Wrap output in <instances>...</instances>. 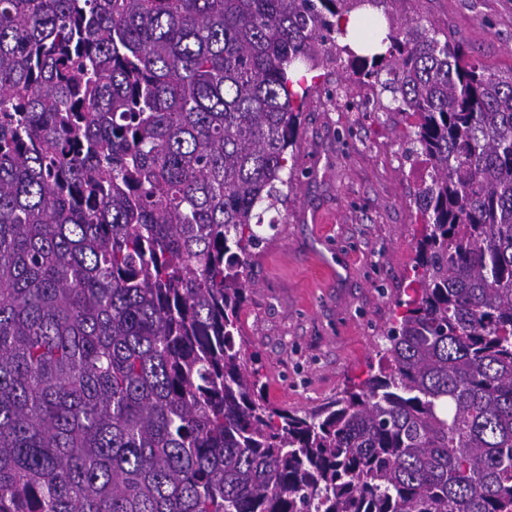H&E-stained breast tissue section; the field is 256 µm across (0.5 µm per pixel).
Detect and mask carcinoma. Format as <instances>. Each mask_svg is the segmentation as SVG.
I'll return each instance as SVG.
<instances>
[{
    "instance_id": "cac0c4a2",
    "label": "carcinoma",
    "mask_w": 512,
    "mask_h": 512,
    "mask_svg": "<svg viewBox=\"0 0 512 512\" xmlns=\"http://www.w3.org/2000/svg\"><path fill=\"white\" fill-rule=\"evenodd\" d=\"M388 0H0V512H512V71ZM410 119L424 231L378 365L274 405L240 312L299 65Z\"/></svg>"
}]
</instances>
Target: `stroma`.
I'll use <instances>...</instances> for the list:
<instances>
[{
    "label": "stroma",
    "instance_id": "35a3bbf8",
    "mask_svg": "<svg viewBox=\"0 0 512 512\" xmlns=\"http://www.w3.org/2000/svg\"><path fill=\"white\" fill-rule=\"evenodd\" d=\"M396 19L461 42L492 72L512 70V0H406ZM303 106L294 189L267 211L266 242L246 271L240 320L274 404L317 407L363 380L402 313L422 234L420 164L389 92L333 65L316 70Z\"/></svg>",
    "mask_w": 512,
    "mask_h": 512
}]
</instances>
